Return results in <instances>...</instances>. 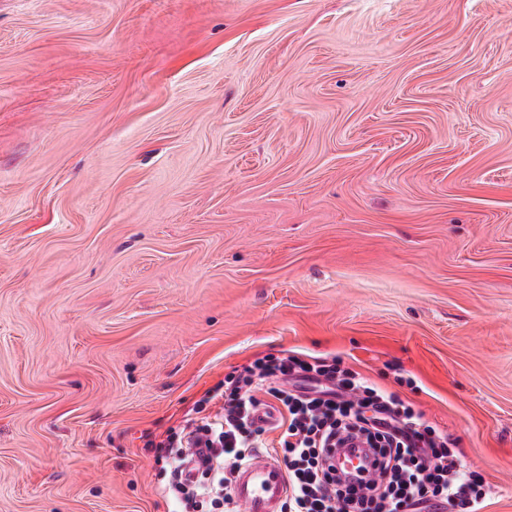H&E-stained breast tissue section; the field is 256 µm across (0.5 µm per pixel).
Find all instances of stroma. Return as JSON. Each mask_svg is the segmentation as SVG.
Returning a JSON list of instances; mask_svg holds the SVG:
<instances>
[{"label":"stroma","mask_w":512,"mask_h":512,"mask_svg":"<svg viewBox=\"0 0 512 512\" xmlns=\"http://www.w3.org/2000/svg\"><path fill=\"white\" fill-rule=\"evenodd\" d=\"M287 354L512 512V0H0V512H173Z\"/></svg>","instance_id":"1"}]
</instances>
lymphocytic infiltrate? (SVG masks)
Returning a JSON list of instances; mask_svg holds the SVG:
<instances>
[{
    "label": "lymphocytic infiltrate",
    "mask_w": 512,
    "mask_h": 512,
    "mask_svg": "<svg viewBox=\"0 0 512 512\" xmlns=\"http://www.w3.org/2000/svg\"><path fill=\"white\" fill-rule=\"evenodd\" d=\"M204 402L212 407L208 416L186 421L162 442L170 459L167 490L181 512H194L201 498L210 499L214 512H238L226 475L266 447V410L277 415L273 428L288 476L283 512H429L437 503L455 512L483 507L478 476L457 468L447 438L359 374L286 355L257 363L245 376L225 378ZM355 432L380 454L361 494L328 457L330 448ZM200 443L212 452L209 481L189 484L181 464Z\"/></svg>",
    "instance_id": "f902f5d3"
}]
</instances>
